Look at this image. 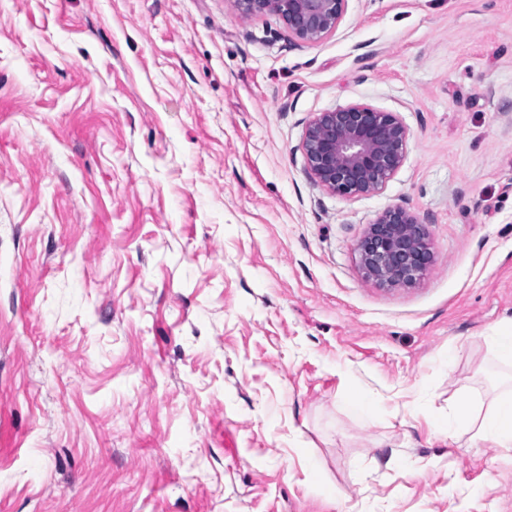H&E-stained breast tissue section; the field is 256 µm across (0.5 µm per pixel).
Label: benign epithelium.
Returning a JSON list of instances; mask_svg holds the SVG:
<instances>
[{
  "label": "benign epithelium",
  "instance_id": "1",
  "mask_svg": "<svg viewBox=\"0 0 512 512\" xmlns=\"http://www.w3.org/2000/svg\"><path fill=\"white\" fill-rule=\"evenodd\" d=\"M348 0H233L243 18L273 15L300 42L314 44L336 32ZM410 131L396 112L354 103L318 112L302 144L317 184L343 197L382 190L403 164ZM360 269L389 287L414 285L433 262L425 225L410 210L385 209L358 241Z\"/></svg>",
  "mask_w": 512,
  "mask_h": 512
}]
</instances>
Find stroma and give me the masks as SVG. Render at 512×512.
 I'll return each instance as SVG.
<instances>
[{
  "label": "stroma",
  "mask_w": 512,
  "mask_h": 512,
  "mask_svg": "<svg viewBox=\"0 0 512 512\" xmlns=\"http://www.w3.org/2000/svg\"><path fill=\"white\" fill-rule=\"evenodd\" d=\"M351 103L410 137L345 198L301 145ZM397 205L435 260L383 287L356 244ZM509 326L512 0H348L309 45L231 0H0V512H512V451L445 435Z\"/></svg>",
  "instance_id": "1"
}]
</instances>
